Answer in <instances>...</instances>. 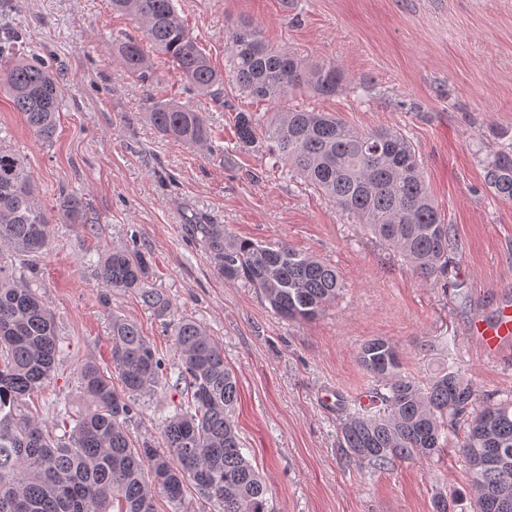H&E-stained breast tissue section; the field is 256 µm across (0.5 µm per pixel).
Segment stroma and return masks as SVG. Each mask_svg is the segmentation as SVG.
<instances>
[{
  "mask_svg": "<svg viewBox=\"0 0 512 512\" xmlns=\"http://www.w3.org/2000/svg\"><path fill=\"white\" fill-rule=\"evenodd\" d=\"M189 32L223 68L226 31L248 20L273 47L302 59L331 60L348 91L319 102L360 131L399 129L414 144L430 190L453 224L459 253L446 278L424 281L327 197L294 172L274 169L264 150H243L237 112L267 113L232 81L203 95L153 56L149 82L125 73L115 35H138L109 0H0V40L22 36V52L42 58L61 89L55 139L36 138L7 93L0 137L20 152L54 212L60 193L83 197L96 218L55 224L36 263L38 285L59 335L52 383L28 400L55 423L78 406L75 368L112 370V316L135 322L166 360L173 340L131 292L102 300L103 249L133 245L150 257L152 287L173 319L195 320L224 348L238 377L234 420L252 465L278 512H434L438 496L467 491L457 447L384 471L349 463L338 446L346 411L368 402L371 377L360 343L389 340L406 372L424 379L453 367L482 392L512 391V346L485 355L469 327L493 320L512 300V203L494 197L484 162L512 144V0H175ZM175 99L205 113L207 147L159 134L147 112ZM220 224L236 239L288 242L336 267L345 289L315 320L287 322L261 294L219 275L188 230ZM177 368L141 399L134 438L159 442V418L183 402Z\"/></svg>",
  "mask_w": 512,
  "mask_h": 512,
  "instance_id": "obj_1",
  "label": "stroma"
}]
</instances>
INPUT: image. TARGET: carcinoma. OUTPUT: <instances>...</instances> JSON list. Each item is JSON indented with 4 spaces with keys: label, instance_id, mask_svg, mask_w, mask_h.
<instances>
[{
    "label": "carcinoma",
    "instance_id": "cac0c4a2",
    "mask_svg": "<svg viewBox=\"0 0 512 512\" xmlns=\"http://www.w3.org/2000/svg\"><path fill=\"white\" fill-rule=\"evenodd\" d=\"M112 10L132 17L144 36L112 41L124 70L149 80L146 42L201 93L224 86V73L186 29L174 0H112ZM224 69L252 99L273 105L266 117L237 113L240 148L266 145L271 167L295 170L413 273L424 280L446 275L458 248L455 228L435 202L412 142L394 128L358 131L333 113L289 104L297 93L365 94V84L348 86L334 61L309 63L270 46L247 21L231 28ZM0 89L34 135L53 140L61 89L42 59L0 45ZM148 117L173 140L202 146L210 139L205 115L173 99L152 103ZM485 181L496 198L512 203L511 149L486 161ZM57 210L65 224L92 223L76 195L61 197ZM190 230L218 274L256 289L283 320H313L343 292L336 269L285 242L230 239L222 224ZM52 235L26 158L0 141V251L20 258L17 266L0 262V512H156L158 493L173 512H192L189 493L218 512H275L234 423L238 379L222 344L191 319L167 321L172 302L148 286L152 263L133 246L101 253L99 281L106 291L136 293L174 336L185 400L162 417V444L133 439L128 424L136 401L155 392L165 362L136 323L116 314L112 369L120 387L94 361L79 363L82 409L62 417L60 436L21 409L56 371V325L31 262L47 251ZM356 357L375 382L369 398L375 410L348 412L342 422L356 463L384 470L416 456L433 458L453 436L469 474L472 512H512L511 393L482 394L453 369L426 381L406 375L395 346L382 338L363 342Z\"/></svg>",
    "mask_w": 512,
    "mask_h": 512
}]
</instances>
